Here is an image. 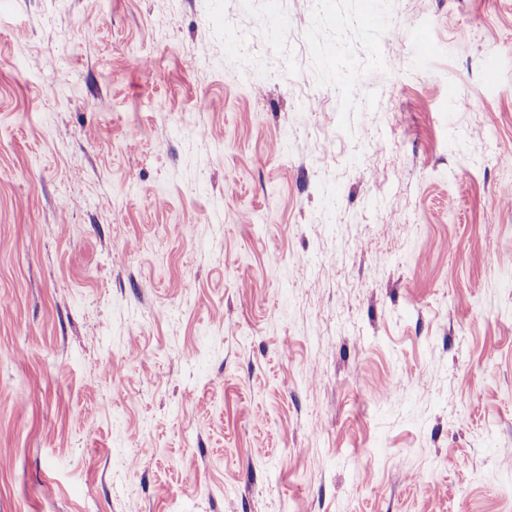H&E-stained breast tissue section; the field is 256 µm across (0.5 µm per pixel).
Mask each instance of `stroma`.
I'll return each mask as SVG.
<instances>
[{
  "label": "stroma",
  "mask_w": 512,
  "mask_h": 512,
  "mask_svg": "<svg viewBox=\"0 0 512 512\" xmlns=\"http://www.w3.org/2000/svg\"><path fill=\"white\" fill-rule=\"evenodd\" d=\"M507 139L512 0H8L0 512H512Z\"/></svg>",
  "instance_id": "1"
}]
</instances>
